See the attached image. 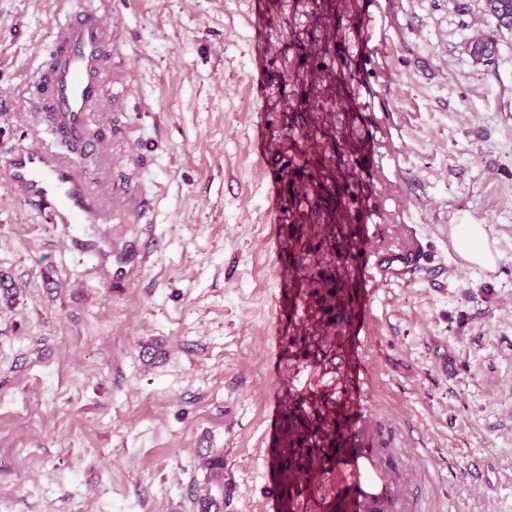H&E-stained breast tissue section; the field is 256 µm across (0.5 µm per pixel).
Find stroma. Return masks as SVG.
<instances>
[{"mask_svg":"<svg viewBox=\"0 0 512 512\" xmlns=\"http://www.w3.org/2000/svg\"><path fill=\"white\" fill-rule=\"evenodd\" d=\"M77 2L0 0V512H274L271 405L283 468L352 415L364 277L341 256L368 233L418 244L375 277L362 392L420 512H512V30L485 0H90L111 220L54 224L9 160H76L30 102ZM461 224L494 268L460 256ZM457 250L469 262L481 266L493 262L486 230L481 224H461L457 232Z\"/></svg>","mask_w":512,"mask_h":512,"instance_id":"stroma-1","label":"stroma"}]
</instances>
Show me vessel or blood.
<instances>
[{"instance_id":"b4317fda","label":"vessel or blood","mask_w":512,"mask_h":512,"mask_svg":"<svg viewBox=\"0 0 512 512\" xmlns=\"http://www.w3.org/2000/svg\"><path fill=\"white\" fill-rule=\"evenodd\" d=\"M109 27L99 11L69 12L60 25L50 77L32 100L35 110L50 109L60 138L88 156L100 154L105 138L90 135L87 116L102 92V63ZM13 194L36 202L52 221L80 224L108 222V215L90 190L85 171L58 162L31 146L10 162ZM419 488L406 466L393 463L375 426V411L364 398L356 400V415L345 447L325 451L312 487H296L290 512H417Z\"/></svg>"}]
</instances>
